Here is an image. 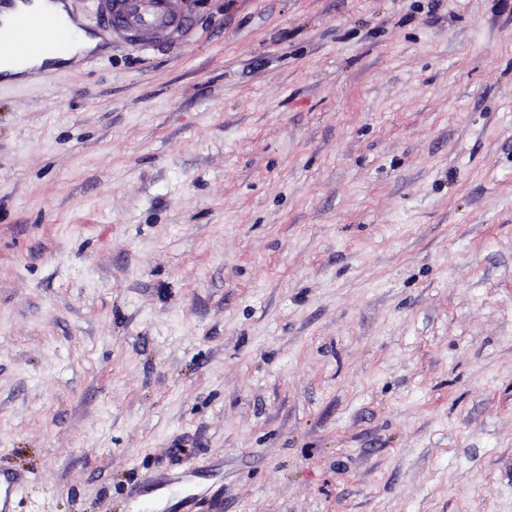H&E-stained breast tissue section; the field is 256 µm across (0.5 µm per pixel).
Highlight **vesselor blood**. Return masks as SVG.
Segmentation results:
<instances>
[{
	"instance_id": "b4317fda",
	"label": "vessel or blood",
	"mask_w": 512,
	"mask_h": 512,
	"mask_svg": "<svg viewBox=\"0 0 512 512\" xmlns=\"http://www.w3.org/2000/svg\"><path fill=\"white\" fill-rule=\"evenodd\" d=\"M99 23L121 41H129L136 30H185L191 25L181 0H96ZM76 41L74 29L59 19L22 11L9 23L0 22V50L22 58L32 54L64 56ZM21 475L0 471V512L11 505L24 487Z\"/></svg>"
}]
</instances>
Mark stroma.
<instances>
[{"instance_id": "obj_1", "label": "stroma", "mask_w": 512, "mask_h": 512, "mask_svg": "<svg viewBox=\"0 0 512 512\" xmlns=\"http://www.w3.org/2000/svg\"><path fill=\"white\" fill-rule=\"evenodd\" d=\"M65 3L94 60L0 81L13 512H512V0ZM98 22L124 42L144 27L157 31L170 28L186 30L190 18L183 12L180 0H95Z\"/></svg>"}]
</instances>
